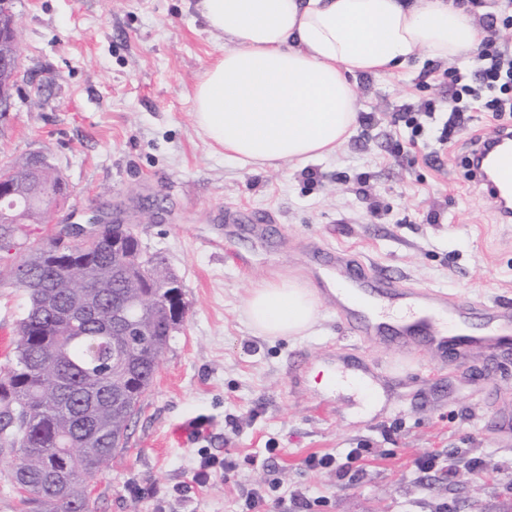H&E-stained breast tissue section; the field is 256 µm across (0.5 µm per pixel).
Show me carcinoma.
Listing matches in <instances>:
<instances>
[{
	"instance_id": "obj_1",
	"label": "carcinoma",
	"mask_w": 512,
	"mask_h": 512,
	"mask_svg": "<svg viewBox=\"0 0 512 512\" xmlns=\"http://www.w3.org/2000/svg\"><path fill=\"white\" fill-rule=\"evenodd\" d=\"M30 156L5 166L0 175L22 184L27 194L10 211L11 223H0V237H26L31 224H51L67 197V182L54 167L36 173ZM80 272L65 280L55 259L39 244L26 247L15 259L0 256V284L23 289L27 306L17 324L15 362L0 382V453L14 457L13 471L27 475L28 506L38 512H95L74 483L62 496L56 490L61 475L101 472L117 451L126 447L129 428L154 374L155 354L170 345L174 330L168 323L165 289L167 272L157 266L142 278L130 260L112 257V242L82 241L70 247ZM124 266L127 278L115 271ZM91 294L101 310L68 326L66 308ZM119 309L149 331L152 347L124 343V360L112 358V311ZM80 444L78 454L57 451L61 438Z\"/></svg>"
}]
</instances>
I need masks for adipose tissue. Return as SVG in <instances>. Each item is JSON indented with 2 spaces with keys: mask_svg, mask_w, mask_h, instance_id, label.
Wrapping results in <instances>:
<instances>
[{
  "mask_svg": "<svg viewBox=\"0 0 512 512\" xmlns=\"http://www.w3.org/2000/svg\"><path fill=\"white\" fill-rule=\"evenodd\" d=\"M224 52L203 72L194 116L211 145L241 166L330 156L357 122L354 80L403 68L412 55L467 60L482 29L452 0H197ZM319 299L293 278L252 288L250 326L312 335Z\"/></svg>",
  "mask_w": 512,
  "mask_h": 512,
  "instance_id": "obj_1",
  "label": "adipose tissue"
}]
</instances>
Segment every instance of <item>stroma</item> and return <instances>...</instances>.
I'll list each match as a JSON object with an SVG mask.
<instances>
[{
    "label": "stroma",
    "mask_w": 512,
    "mask_h": 512,
    "mask_svg": "<svg viewBox=\"0 0 512 512\" xmlns=\"http://www.w3.org/2000/svg\"><path fill=\"white\" fill-rule=\"evenodd\" d=\"M22 72L0 126V166L32 151L64 174L60 216L112 209L179 277L187 314L109 468L84 477L97 512H238L243 489L276 482L287 512H512V354L439 356L349 336L318 307L313 335L250 328L244 300L265 281H311L306 246L359 255L413 287L512 305V223L470 180L463 143L434 120L400 152L404 109L446 105L450 63L421 54L355 81L363 122L325 159L249 170L198 133L193 92L224 51L195 0H13ZM270 213L271 236L225 240L226 210ZM249 255L241 264L240 255ZM19 288L0 287V379L12 367ZM351 353L385 372L376 403L322 392L315 372ZM195 425L186 441L177 427ZM364 449L361 465L350 449ZM335 467L309 470L311 454ZM237 467L203 485L201 462ZM434 466L418 470L417 460Z\"/></svg>",
    "instance_id": "35a3bbf8"
}]
</instances>
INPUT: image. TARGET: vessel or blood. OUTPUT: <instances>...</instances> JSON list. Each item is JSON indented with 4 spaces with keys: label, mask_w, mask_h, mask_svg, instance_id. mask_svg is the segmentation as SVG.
<instances>
[{
    "label": "vessel or blood",
    "mask_w": 512,
    "mask_h": 512,
    "mask_svg": "<svg viewBox=\"0 0 512 512\" xmlns=\"http://www.w3.org/2000/svg\"><path fill=\"white\" fill-rule=\"evenodd\" d=\"M467 165L502 220L512 223V128L474 143ZM309 254L314 259V278L324 287V298L336 309L348 334L357 339L436 352L512 347L510 308L420 291L373 270L349 252L326 245H312ZM393 308L404 309V317L380 318V311Z\"/></svg>",
    "instance_id": "vessel-or-blood-1"
}]
</instances>
